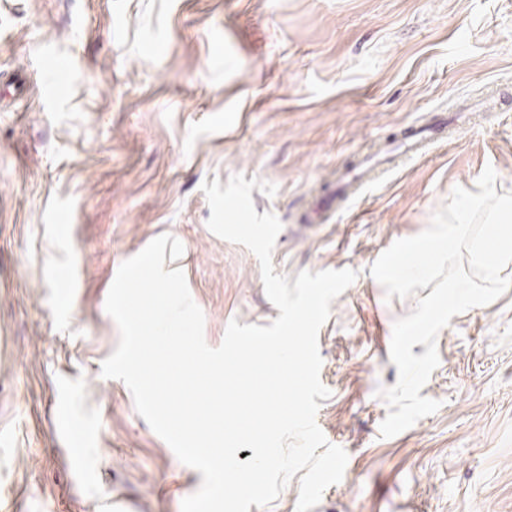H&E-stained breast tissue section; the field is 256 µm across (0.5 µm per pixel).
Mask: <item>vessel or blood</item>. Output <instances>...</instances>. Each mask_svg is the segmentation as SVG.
Masks as SVG:
<instances>
[{"label":"vessel or blood","instance_id":"1","mask_svg":"<svg viewBox=\"0 0 512 512\" xmlns=\"http://www.w3.org/2000/svg\"><path fill=\"white\" fill-rule=\"evenodd\" d=\"M42 65L53 74L52 96L66 98L70 92L69 67L51 57L44 58ZM457 128L456 119L444 112H433L423 120L405 125L397 143L383 141L375 144L371 152L354 154L351 166L343 165L336 171L334 200L337 210L348 208L365 188L377 182L379 174L425 157L434 144L450 139Z\"/></svg>","mask_w":512,"mask_h":512}]
</instances>
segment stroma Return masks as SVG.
Returning <instances> with one entry per match:
<instances>
[{"label": "stroma", "mask_w": 512, "mask_h": 512, "mask_svg": "<svg viewBox=\"0 0 512 512\" xmlns=\"http://www.w3.org/2000/svg\"><path fill=\"white\" fill-rule=\"evenodd\" d=\"M44 56L71 68L65 101ZM477 99L455 140L306 223L354 152ZM488 165L512 192V0H0V512H181L199 489L102 377L119 341L105 302L168 234L208 345L278 318L257 257L207 226L203 182L236 174L277 187L251 192L282 223L276 273H357L319 331L316 421L348 462L311 512H512V289L438 333L421 390L438 411L384 439L376 395L398 378L394 322L430 290L387 298L371 266Z\"/></svg>", "instance_id": "obj_1"}]
</instances>
